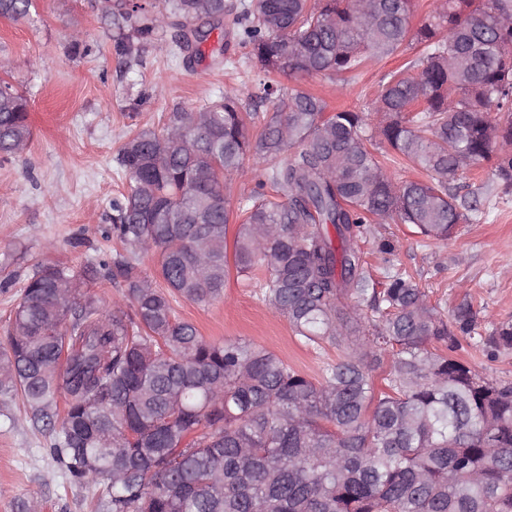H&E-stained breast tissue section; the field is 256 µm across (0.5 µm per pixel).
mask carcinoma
<instances>
[{
    "label": "carcinoma",
    "instance_id": "obj_1",
    "mask_svg": "<svg viewBox=\"0 0 512 512\" xmlns=\"http://www.w3.org/2000/svg\"><path fill=\"white\" fill-rule=\"evenodd\" d=\"M198 4L116 0L103 14L130 65L170 28L169 55L203 56L227 6L206 0L201 22ZM35 5L0 0V16L26 19ZM412 11L413 0H241L234 24L263 73L254 92L226 88L209 107L174 108L161 132L129 136L117 155L128 188L109 215L122 249L79 269L35 265L0 352V395H21L26 418L52 427L64 393L51 452L67 481L108 483L107 512H512V383L453 355L475 330L472 303L445 321L411 275L379 287L357 245L364 225L389 220L448 239L477 210L451 185L493 157L512 185V0H439L414 32ZM417 46L374 111L383 141L426 181L380 167L361 113L326 120L323 98L275 80L342 77ZM27 114L0 79V158L26 149ZM250 153L265 179L242 206L230 262L224 179ZM150 251L162 287L138 270ZM232 268L264 270L263 301L340 360L310 379L175 317L174 296L216 301ZM103 277L127 290L132 313L81 294ZM480 342L511 348L512 321Z\"/></svg>",
    "mask_w": 512,
    "mask_h": 512
}]
</instances>
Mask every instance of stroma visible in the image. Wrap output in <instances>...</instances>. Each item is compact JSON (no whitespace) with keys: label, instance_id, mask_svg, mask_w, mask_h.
Here are the masks:
<instances>
[{"label":"stroma","instance_id":"1","mask_svg":"<svg viewBox=\"0 0 512 512\" xmlns=\"http://www.w3.org/2000/svg\"><path fill=\"white\" fill-rule=\"evenodd\" d=\"M101 15L100 0H37L27 20L0 16V78L26 94L32 130L23 154L0 159V351L8 347L13 310L35 263L77 268L111 257L117 243L110 206L128 186L116 157L128 134L161 129L174 107H204L225 86L250 93L259 79L244 63L248 49L232 22L202 46L206 53L223 47L227 66L214 67L207 57L187 65L150 49L142 64L130 67L116 54ZM76 35L87 54L72 53ZM416 56L411 50L371 61L345 84L321 75H291L282 83L322 97L329 112L363 113L373 132L380 117L372 106L386 75ZM245 167V175L224 183L232 232L241 221L240 203L263 177L254 157ZM459 184L474 194L480 212L458 224L450 239H427L405 224H372L358 245L376 280L410 274L443 317L471 301L476 335L461 337L457 357L488 378L512 381V349L490 354L479 342L512 319V186L497 179L490 162L466 171ZM259 283L230 274L222 299H177L175 316L193 323L207 341L246 340L319 377L336 361L335 349L302 345L287 318L263 302ZM51 441L49 428L26 418L20 397H0V512H22V504L34 500L41 512H105L104 485L66 482Z\"/></svg>","mask_w":512,"mask_h":512}]
</instances>
